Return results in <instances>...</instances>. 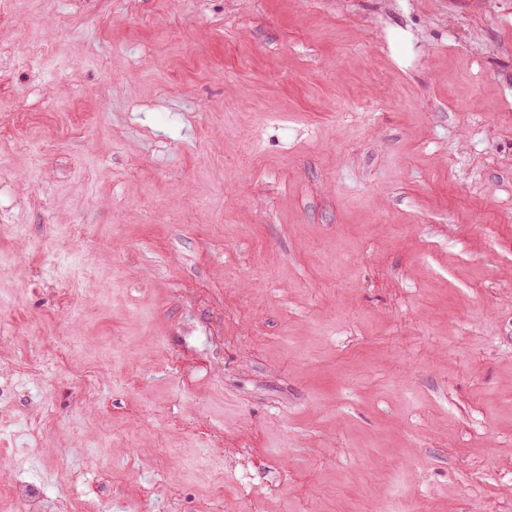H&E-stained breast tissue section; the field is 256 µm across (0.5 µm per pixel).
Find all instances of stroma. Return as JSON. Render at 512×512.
Returning <instances> with one entry per match:
<instances>
[{
	"instance_id": "1",
	"label": "stroma",
	"mask_w": 512,
	"mask_h": 512,
	"mask_svg": "<svg viewBox=\"0 0 512 512\" xmlns=\"http://www.w3.org/2000/svg\"><path fill=\"white\" fill-rule=\"evenodd\" d=\"M7 11L0 512H512V0ZM13 502L17 512H54L51 501L27 482L14 489Z\"/></svg>"
}]
</instances>
